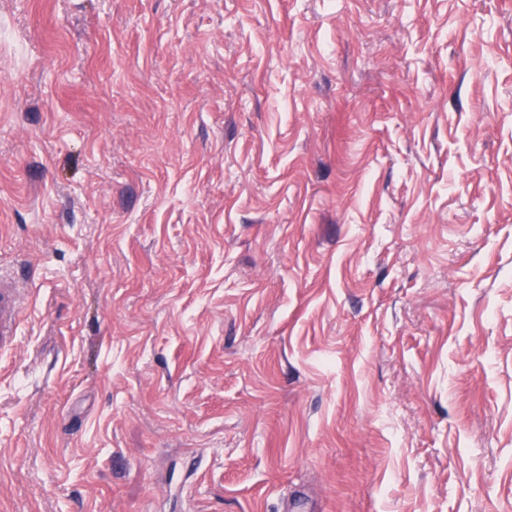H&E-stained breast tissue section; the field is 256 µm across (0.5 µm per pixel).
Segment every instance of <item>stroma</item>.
<instances>
[{
	"label": "stroma",
	"mask_w": 512,
	"mask_h": 512,
	"mask_svg": "<svg viewBox=\"0 0 512 512\" xmlns=\"http://www.w3.org/2000/svg\"><path fill=\"white\" fill-rule=\"evenodd\" d=\"M8 512H512V0H0ZM21 300V288L15 280L0 277V344L11 342Z\"/></svg>",
	"instance_id": "stroma-1"
}]
</instances>
